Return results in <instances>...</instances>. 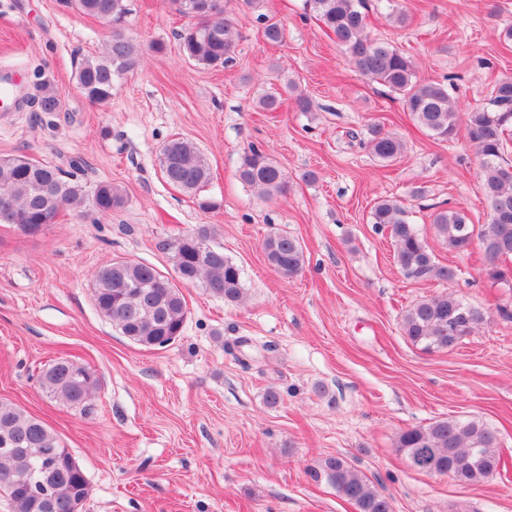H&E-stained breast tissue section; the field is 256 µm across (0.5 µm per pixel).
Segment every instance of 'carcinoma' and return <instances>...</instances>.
<instances>
[{
  "label": "carcinoma",
  "instance_id": "carcinoma-1",
  "mask_svg": "<svg viewBox=\"0 0 512 512\" xmlns=\"http://www.w3.org/2000/svg\"><path fill=\"white\" fill-rule=\"evenodd\" d=\"M248 11L262 21L263 37L278 43L283 37L280 22L262 13L264 0H242ZM199 9L188 16L179 33L180 49L187 58L210 66L232 61L238 33L224 17V3L197 0ZM308 11L344 47L349 63L372 82L402 95L415 123L443 141L461 135L481 160L484 195L489 218L473 224L465 210L444 208L431 215L437 237L452 252H464L478 244L485 258L484 272L494 282H511L512 266V160L506 157L504 134L512 127V79L496 83L490 107L468 113L460 122L448 87L441 81L418 79L414 63L387 42L367 34L366 0H306ZM79 14L112 23V35L100 58L82 59L76 80L85 98L101 105L112 98L114 77L139 64L135 44L122 31L126 13L124 0H70ZM36 103L39 111H61V101L48 84H41ZM282 94L268 91L258 100L264 112H277ZM367 144L383 164L398 159L404 141L379 122L366 125ZM162 173L166 183L186 193L200 192L210 180V169L197 146L186 139H173L162 147ZM86 166L80 156L68 167L33 161L25 156L0 159V197L10 198L13 211L6 221L22 233L34 226L54 223L64 209L91 216H107L126 204L125 190L108 181L87 185L81 177ZM239 180L271 199L287 189V176L268 154L253 145L241 157ZM376 228L389 232L395 246L394 259L401 273L416 282L438 280L453 287L457 269L440 263L402 201L381 198L370 213ZM209 247L201 251L199 244ZM173 252L175 278L161 274L141 261L116 260L94 274L93 297L97 310L129 340L149 347H164L182 333L187 309L180 286L202 285L226 303H237L243 295L239 266L212 243L210 229L195 231L162 244ZM267 262L284 278L298 275L304 266V251L298 239L276 233L263 242ZM489 316L452 291L421 300L401 318L405 336L426 351L448 350L487 324ZM41 389L66 405L86 413L98 386L88 367L60 359L38 377ZM398 451L409 466L421 473L427 466L437 476L461 485L480 484L501 467L496 432L483 420L438 419L423 427L402 432ZM325 478L356 512H392L391 499L373 481L340 456H329L313 471ZM0 490L10 501L12 512H82L89 494L83 469L57 434L42 420L17 404L0 399Z\"/></svg>",
  "mask_w": 512,
  "mask_h": 512
}]
</instances>
